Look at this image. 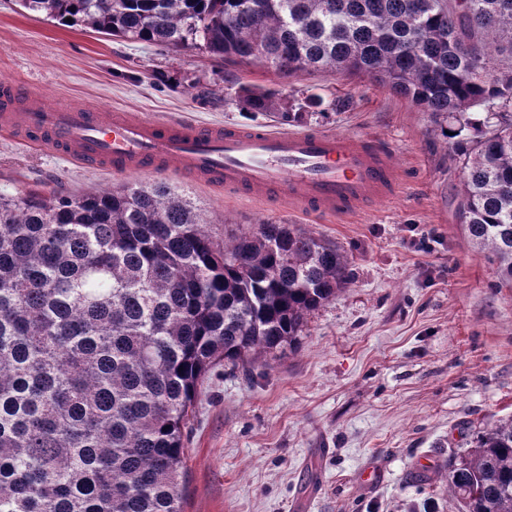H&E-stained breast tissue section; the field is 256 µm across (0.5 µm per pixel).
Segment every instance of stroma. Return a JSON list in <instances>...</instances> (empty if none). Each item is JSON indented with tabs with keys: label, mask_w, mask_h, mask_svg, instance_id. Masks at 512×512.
<instances>
[{
	"label": "stroma",
	"mask_w": 512,
	"mask_h": 512,
	"mask_svg": "<svg viewBox=\"0 0 512 512\" xmlns=\"http://www.w3.org/2000/svg\"><path fill=\"white\" fill-rule=\"evenodd\" d=\"M206 82L199 100L159 74ZM38 88L45 103L196 125L298 124L246 112L240 87L322 97L310 130L382 139L400 190L353 216L323 221L275 201L183 178L166 181L209 220L216 241L273 221L336 243L351 281L311 314L299 347L251 376L216 364L186 435L185 512H460L444 466L475 427L512 414V288L489 251L470 243L460 212L462 163L430 112L367 77L283 76L259 64L222 67L196 49H169L66 27L0 0V81ZM129 175L38 154L0 135V194L113 189ZM384 470L373 488L367 467Z\"/></svg>",
	"instance_id": "1"
}]
</instances>
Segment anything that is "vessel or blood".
Wrapping results in <instances>:
<instances>
[{
	"label": "vessel or blood",
	"mask_w": 512,
	"mask_h": 512,
	"mask_svg": "<svg viewBox=\"0 0 512 512\" xmlns=\"http://www.w3.org/2000/svg\"><path fill=\"white\" fill-rule=\"evenodd\" d=\"M0 133L90 168L173 165L228 190L288 197L303 212L328 218L349 216L400 188L381 141L319 131L202 127L124 113L107 118L78 104L51 107L34 94L24 110L0 112Z\"/></svg>",
	"instance_id": "vessel-or-blood-1"
}]
</instances>
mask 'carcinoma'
Listing matches in <instances>:
<instances>
[{
    "label": "carcinoma",
    "mask_w": 512,
    "mask_h": 512,
    "mask_svg": "<svg viewBox=\"0 0 512 512\" xmlns=\"http://www.w3.org/2000/svg\"><path fill=\"white\" fill-rule=\"evenodd\" d=\"M67 26L279 73L367 76L463 157V223L512 287V0H16ZM72 22H67V19ZM246 112L302 123L276 89ZM166 182L0 195V512H184V432L224 361L297 350L351 281L295 224L219 243ZM463 512H512V415L448 460Z\"/></svg>",
    "instance_id": "obj_1"
}]
</instances>
